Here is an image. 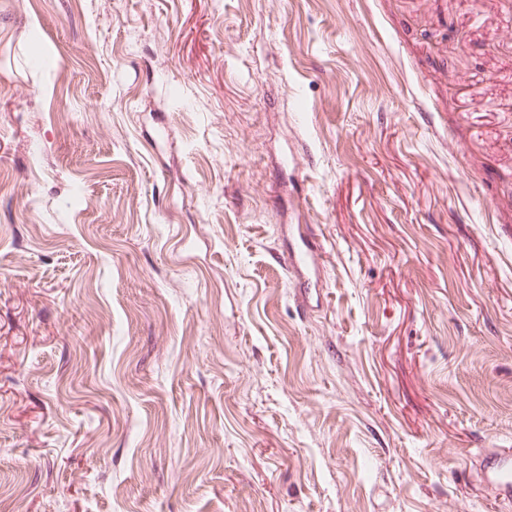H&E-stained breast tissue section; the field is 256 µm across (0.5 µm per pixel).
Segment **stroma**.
<instances>
[{
    "instance_id": "stroma-1",
    "label": "stroma",
    "mask_w": 512,
    "mask_h": 512,
    "mask_svg": "<svg viewBox=\"0 0 512 512\" xmlns=\"http://www.w3.org/2000/svg\"><path fill=\"white\" fill-rule=\"evenodd\" d=\"M503 448L504 0H0V512H512ZM288 237L292 253L288 258V275L297 288H318L320 245L318 235L308 226L289 224Z\"/></svg>"
}]
</instances>
